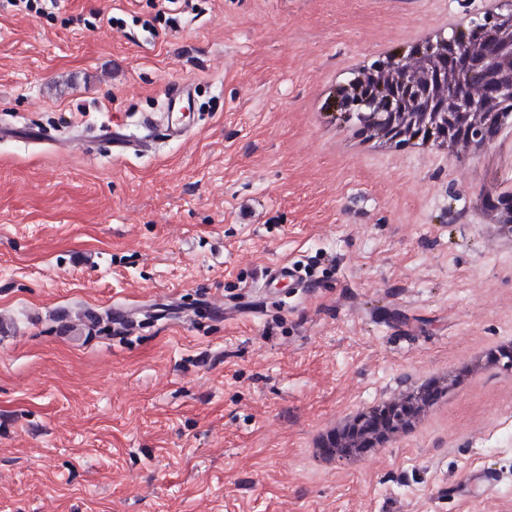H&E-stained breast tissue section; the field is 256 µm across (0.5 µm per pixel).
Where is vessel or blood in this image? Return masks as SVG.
Returning <instances> with one entry per match:
<instances>
[{
	"label": "vessel or blood",
	"instance_id": "obj_1",
	"mask_svg": "<svg viewBox=\"0 0 512 512\" xmlns=\"http://www.w3.org/2000/svg\"><path fill=\"white\" fill-rule=\"evenodd\" d=\"M164 106L168 112V120L164 127H157L151 117H143L138 132H130L127 125L117 124L99 130H92L87 138L88 143H103L111 148L113 154L120 156L140 155L155 140L164 136L167 140L177 141L188 130L186 119L194 108V87L191 82L178 81L171 83L165 90ZM262 277L265 282H285L302 292H310L312 284L303 279L299 267L285 259L272 260L264 269ZM497 473L492 467H484L467 473L450 491L469 498L477 497L495 487Z\"/></svg>",
	"mask_w": 512,
	"mask_h": 512
}]
</instances>
